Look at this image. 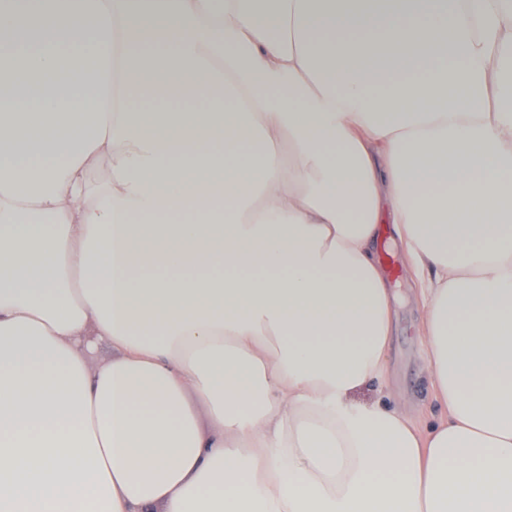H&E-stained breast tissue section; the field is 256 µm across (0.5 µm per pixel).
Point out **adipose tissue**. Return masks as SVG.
Returning a JSON list of instances; mask_svg holds the SVG:
<instances>
[{"mask_svg": "<svg viewBox=\"0 0 512 512\" xmlns=\"http://www.w3.org/2000/svg\"><path fill=\"white\" fill-rule=\"evenodd\" d=\"M0 512H512V0H0ZM389 227H380L377 252L396 296L387 373L383 380H371L359 388L352 402L358 406L380 401L406 406L414 411L417 426L425 429L439 419L443 410L426 371V347L419 334V286L404 265L401 248L393 244Z\"/></svg>", "mask_w": 512, "mask_h": 512, "instance_id": "obj_1", "label": "adipose tissue"}]
</instances>
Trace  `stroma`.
Returning a JSON list of instances; mask_svg holds the SVG:
<instances>
[{
  "label": "stroma",
  "instance_id": "1",
  "mask_svg": "<svg viewBox=\"0 0 512 512\" xmlns=\"http://www.w3.org/2000/svg\"><path fill=\"white\" fill-rule=\"evenodd\" d=\"M378 257L387 265L396 296L387 373L383 380L364 384L353 394L352 401L358 406L378 402L406 406L414 411L417 425L423 429L439 419L442 408L426 371V347L419 334V286L407 271L402 251L393 244L385 224L380 227Z\"/></svg>",
  "mask_w": 512,
  "mask_h": 512
}]
</instances>
